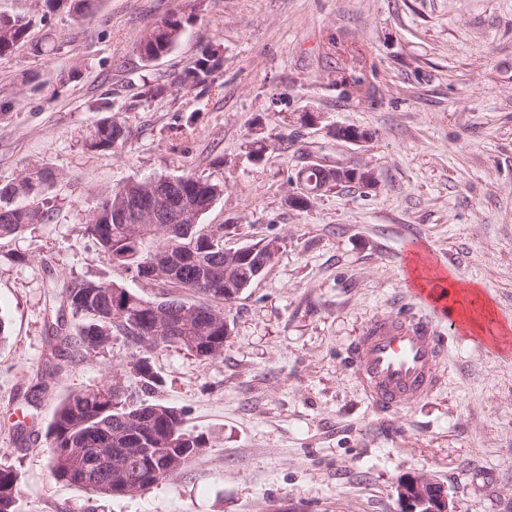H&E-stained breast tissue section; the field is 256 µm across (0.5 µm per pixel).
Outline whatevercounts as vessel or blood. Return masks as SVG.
Returning <instances> with one entry per match:
<instances>
[{"label":"vessel or blood","mask_w":512,"mask_h":512,"mask_svg":"<svg viewBox=\"0 0 512 512\" xmlns=\"http://www.w3.org/2000/svg\"><path fill=\"white\" fill-rule=\"evenodd\" d=\"M410 299L433 311L429 317L395 312L375 319L349 350L350 363L369 406L379 413L417 405L438 386L447 356L445 332L463 333L455 289L409 288ZM447 330H440L439 319Z\"/></svg>","instance_id":"b4317fda"}]
</instances>
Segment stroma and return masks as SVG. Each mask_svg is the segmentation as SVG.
I'll list each match as a JSON object with an SVG mask.
<instances>
[{
  "mask_svg": "<svg viewBox=\"0 0 512 512\" xmlns=\"http://www.w3.org/2000/svg\"><path fill=\"white\" fill-rule=\"evenodd\" d=\"M184 33L147 62L136 45L168 13ZM29 20L0 56V184L46 170L44 217L0 239V462L19 473V512H399L397 486L424 473L458 512H512V0H97L75 19L44 0H0ZM223 64L212 90L179 86L201 52ZM360 81L363 91L350 92ZM373 132L335 146L300 121ZM112 116L127 140L89 148ZM275 135L253 161V127ZM371 165L377 191L340 187L288 206L305 153ZM193 173L224 185L203 215L237 248L282 249L228 304L223 357L154 351L162 378L134 401L182 412L204 448L183 471L133 496L101 498L45 466L53 414L101 384L129 348L87 357L54 336L64 281H115L151 300L85 232L101 192ZM481 290L500 343L448 342L437 389L412 409L373 412L348 347L401 310L407 241Z\"/></svg>",
  "mask_w": 512,
  "mask_h": 512,
  "instance_id": "obj_1",
  "label": "stroma"
}]
</instances>
